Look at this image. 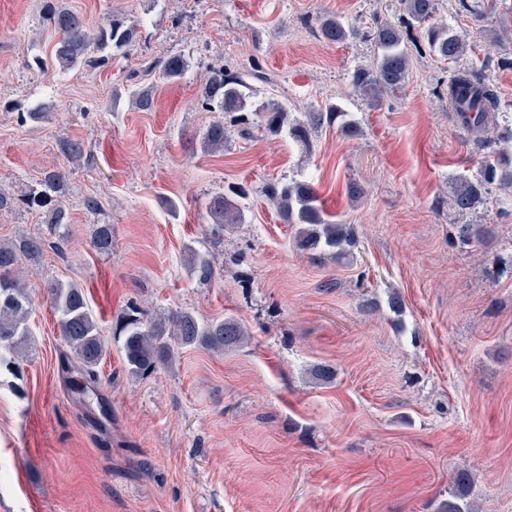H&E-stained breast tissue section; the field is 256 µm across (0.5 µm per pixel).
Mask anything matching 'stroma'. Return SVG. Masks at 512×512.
I'll return each mask as SVG.
<instances>
[{
	"instance_id": "stroma-1",
	"label": "stroma",
	"mask_w": 512,
	"mask_h": 512,
	"mask_svg": "<svg viewBox=\"0 0 512 512\" xmlns=\"http://www.w3.org/2000/svg\"><path fill=\"white\" fill-rule=\"evenodd\" d=\"M43 2L0 0V193L15 200L0 241H45L24 280L30 336L21 352L0 349V512H436L463 467L479 512H512V198L477 214L495 236L465 249L448 205L452 179L491 156L498 132L456 122L453 70L426 54L369 107L350 76L373 43H327L315 23L394 22L400 0H57L92 30L113 14L140 22L130 50L71 69L41 66L58 41ZM438 17L470 35L461 67L493 84L512 118V35L496 37V16L475 22L458 0H440ZM175 54L189 67L171 83L158 66ZM218 66L245 76L256 104L295 115L334 102L361 133L326 127L307 149L240 134L236 117L200 106ZM143 89L148 112L132 98ZM33 108L45 119L20 122ZM218 121L233 132L211 151L202 134ZM51 172L65 175L61 226L20 202ZM293 178L355 225L353 260L316 264L296 248L263 193ZM235 186L249 191L247 222L213 234L208 204ZM100 224L112 227L105 253L91 245ZM191 247L213 256L211 283L191 273ZM58 281L84 289L107 341L110 418L93 420L62 370L70 350L46 292ZM391 288L402 316L387 307ZM133 306L146 323L175 310L232 316L250 337L224 352L175 349L136 377L115 334ZM316 364L335 380L312 383Z\"/></svg>"
}]
</instances>
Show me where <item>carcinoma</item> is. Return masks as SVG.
Masks as SVG:
<instances>
[{"label":"carcinoma","instance_id":"carcinoma-1","mask_svg":"<svg viewBox=\"0 0 512 512\" xmlns=\"http://www.w3.org/2000/svg\"><path fill=\"white\" fill-rule=\"evenodd\" d=\"M404 22L400 25L382 22L362 31L327 14L318 19V32L329 43H343L361 36L372 41L378 55L368 65L354 69L351 84L367 105L374 107L383 98L399 90L408 78L413 64L412 51L428 49L442 63L456 64L472 49L448 25L437 21L438 0H401ZM459 7L481 20L489 11L499 15L500 25L512 33V4L507 0H459ZM44 21L60 38L55 45L54 60L64 69L77 66L111 50L133 46L139 23L122 14H113L96 30L85 26L82 16L62 9L48 0ZM188 67L182 56H171L161 66V75L168 81L183 77ZM255 91L243 77L214 68L209 71L200 96L201 106L211 112L238 113L244 117L254 111L258 117L256 128L270 136L286 134L304 148L310 147L313 133L325 127H337L341 132L355 136L359 127L349 113L335 103L292 118L280 104L254 107ZM448 103L461 124L472 132L483 134L499 125L497 94L494 87L472 71L458 70L448 82ZM231 131L220 122L203 133L204 146L222 150ZM63 175L51 172L45 176L44 189L29 194V203L46 209L48 223L59 225L69 221L65 207L53 199ZM512 195V149H501L496 157L483 164L475 174L460 175L452 180L448 204L461 215L472 214L489 203L492 190ZM266 197L275 204L281 220L296 227L297 248L310 258L328 256L336 262L352 256L357 245L354 225L338 224L319 203V196L310 182L280 180L264 187ZM247 193L239 189L232 194L212 198L209 218L212 231L219 235L246 223ZM492 235L488 224H457L453 241L462 247L487 241ZM93 247L98 251L112 249V225L102 224L96 230ZM44 252V242L37 236L23 235L14 241L0 242V346L17 349L27 341V317L31 302L29 292L19 279L22 261L37 263ZM190 268L201 283L210 282L215 275L214 263L206 253L192 250ZM51 304L58 313L63 340L73 354L74 362L65 364L77 372L74 392L87 399L97 395L101 378L98 366L106 354V345L98 322L88 307L83 288L74 283L49 285ZM123 350L129 373L145 375L161 362L171 358L175 347L200 346L209 350L228 351L242 345L249 333L234 317L204 322L188 311H177L166 318L144 324L134 315L121 326ZM474 477L462 468L454 475L448 488V499L441 502L437 512H475L471 498Z\"/></svg>","mask_w":512,"mask_h":512}]
</instances>
